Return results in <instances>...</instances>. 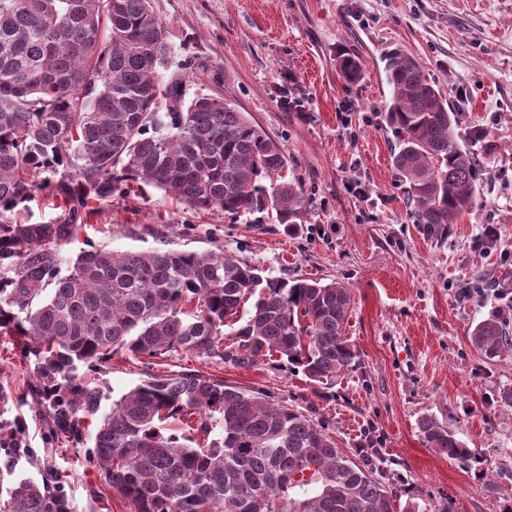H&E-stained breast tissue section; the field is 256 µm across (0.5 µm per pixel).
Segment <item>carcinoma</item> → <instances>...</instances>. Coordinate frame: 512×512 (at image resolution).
I'll return each mask as SVG.
<instances>
[{"instance_id":"carcinoma-1","label":"carcinoma","mask_w":512,"mask_h":512,"mask_svg":"<svg viewBox=\"0 0 512 512\" xmlns=\"http://www.w3.org/2000/svg\"><path fill=\"white\" fill-rule=\"evenodd\" d=\"M173 60L151 0H0V334L23 339L51 432L75 442L79 413L102 399L79 369L118 354L148 368L180 351L240 367L274 356L324 388L360 361L347 336L352 293L339 282L265 275L221 250L91 246L61 273L59 250L78 238L90 202L141 185L195 212L271 211L290 231L307 215L277 140L222 97H187L184 66L162 77ZM388 72L393 164L415 223L434 233L470 208L478 160L417 57L394 54ZM47 189L60 213L32 222L28 203ZM470 341L489 360L512 350L498 314ZM185 416L188 436L164 426ZM417 427L436 453L484 464L435 416ZM195 431L204 446H189ZM89 457L134 512H418L386 486L378 452L360 464L303 412L199 370L146 373L112 401ZM60 483L49 466L40 484L16 478L0 512H72ZM296 488L307 495L291 496Z\"/></svg>"}]
</instances>
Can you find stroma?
<instances>
[{"label": "stroma", "mask_w": 512, "mask_h": 512, "mask_svg": "<svg viewBox=\"0 0 512 512\" xmlns=\"http://www.w3.org/2000/svg\"><path fill=\"white\" fill-rule=\"evenodd\" d=\"M189 94L223 96L275 136L288 173L310 199L295 231L268 213L230 221L192 214L151 186L113 197L85 235L115 250H210L291 279L351 288L348 337L354 371L325 389L267 359L253 367L182 355L163 370L196 368L263 390L325 427L352 456L370 447L388 461L391 485L419 512H512V352L488 360L469 331L498 313L512 325V0H151ZM418 57L457 118L463 149L479 159L473 204L443 234L415 224L393 165L399 149L385 112L386 58ZM358 58L348 81L341 55ZM16 337L0 335V389L14 402L0 421L21 429L33 457L16 475L67 473L75 512H134L86 451L103 410L139 384L145 367L123 355L95 372L102 410L83 419V440L58 443L44 409L25 392L28 365ZM436 415L488 474L435 453L417 428Z\"/></svg>", "instance_id": "obj_1"}]
</instances>
